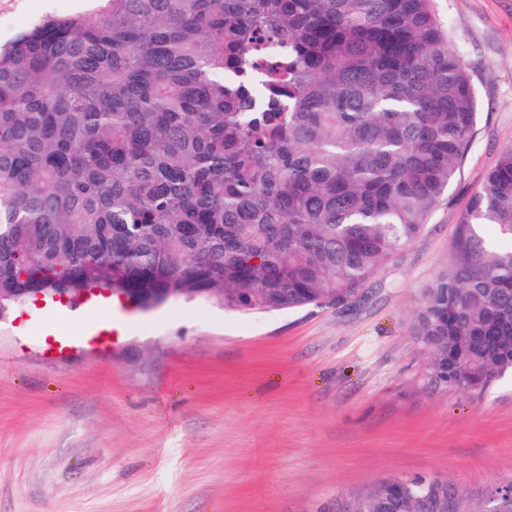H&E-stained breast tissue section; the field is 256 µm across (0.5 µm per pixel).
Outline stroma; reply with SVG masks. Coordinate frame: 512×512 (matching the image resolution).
<instances>
[{
  "mask_svg": "<svg viewBox=\"0 0 512 512\" xmlns=\"http://www.w3.org/2000/svg\"><path fill=\"white\" fill-rule=\"evenodd\" d=\"M100 0H0V43ZM479 99L465 162L420 234L349 308L214 298L56 304L0 318V512H338L385 479L448 482L468 512L512 481V380L442 392L412 334L461 213L512 148V0H436ZM106 340H91L96 328Z\"/></svg>",
  "mask_w": 512,
  "mask_h": 512,
  "instance_id": "obj_1",
  "label": "stroma"
}]
</instances>
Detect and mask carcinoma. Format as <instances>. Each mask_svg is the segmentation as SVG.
Wrapping results in <instances>:
<instances>
[{
  "mask_svg": "<svg viewBox=\"0 0 512 512\" xmlns=\"http://www.w3.org/2000/svg\"><path fill=\"white\" fill-rule=\"evenodd\" d=\"M477 94L435 0H105L0 46V312L20 288L238 311L360 292L442 201ZM441 391L512 375V149L412 330ZM448 484L390 478L365 512Z\"/></svg>",
  "mask_w": 512,
  "mask_h": 512,
  "instance_id": "cac0c4a2",
  "label": "carcinoma"
}]
</instances>
